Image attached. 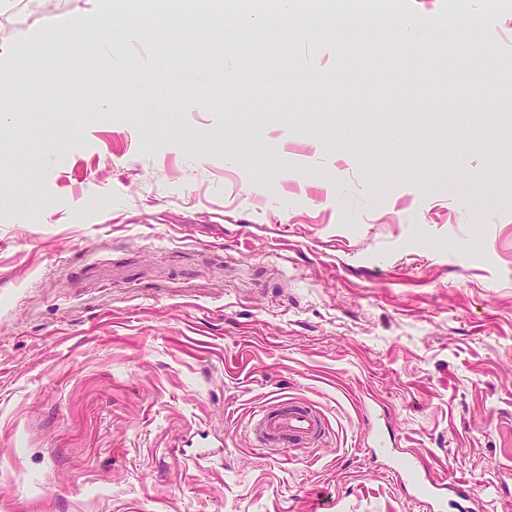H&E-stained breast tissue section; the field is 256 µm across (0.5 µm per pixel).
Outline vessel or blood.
<instances>
[{"mask_svg": "<svg viewBox=\"0 0 512 512\" xmlns=\"http://www.w3.org/2000/svg\"><path fill=\"white\" fill-rule=\"evenodd\" d=\"M365 425L373 447L392 461V472L409 500L425 506L427 512H446L452 504L460 506L463 512H479L482 499L473 484L461 479L449 483L433 480L427 463L401 457L386 444L373 415H366ZM251 432L255 446L274 451L319 442L327 434V422L312 403L283 396L253 414Z\"/></svg>", "mask_w": 512, "mask_h": 512, "instance_id": "b4317fda", "label": "vessel or blood"}]
</instances>
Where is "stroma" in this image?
I'll use <instances>...</instances> for the list:
<instances>
[{"label":"stroma","instance_id":"obj_1","mask_svg":"<svg viewBox=\"0 0 512 512\" xmlns=\"http://www.w3.org/2000/svg\"><path fill=\"white\" fill-rule=\"evenodd\" d=\"M75 5L0 0V42ZM479 27L495 58L129 25L134 58L80 32L0 59V512H420L368 459L370 400L512 512V13ZM283 395L328 438L254 447Z\"/></svg>","mask_w":512,"mask_h":512}]
</instances>
